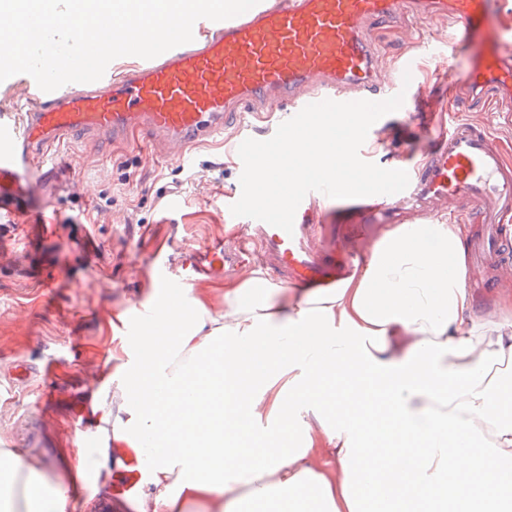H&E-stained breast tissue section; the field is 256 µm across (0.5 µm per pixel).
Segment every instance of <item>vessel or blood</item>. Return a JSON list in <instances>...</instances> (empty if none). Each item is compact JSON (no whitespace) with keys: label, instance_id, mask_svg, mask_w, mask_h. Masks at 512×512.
I'll use <instances>...</instances> for the list:
<instances>
[{"label":"vessel or blood","instance_id":"1","mask_svg":"<svg viewBox=\"0 0 512 512\" xmlns=\"http://www.w3.org/2000/svg\"><path fill=\"white\" fill-rule=\"evenodd\" d=\"M495 0H277L230 23H211L210 33L143 60L120 75L78 84L76 90L45 92L29 82L32 103L23 112L0 115V205L16 189L32 191L55 177L56 165L37 164L51 143L90 136L146 133L182 159L186 146L223 134L241 112L276 101L289 114L310 103L382 101L404 93L412 108L415 88L400 71L382 66L370 39L374 27L405 14L418 20L450 15L460 24L453 38L427 41L442 60L449 85H461L459 107H485L512 94V31L492 12ZM475 48L464 75L453 62L462 45ZM431 148L408 168V187L374 201L359 198L361 233L393 223L400 213L425 220L434 207L454 201L466 221L481 227L467 253L472 266L512 276V244L503 224L512 215V161L496 145L487 123L465 119L448 129L424 128ZM328 196L310 192L298 206L292 232L247 219L248 230L230 245L201 246L189 264L194 273L219 276L245 256L259 253L269 275L285 286L333 284L350 265L336 253L337 227L325 223Z\"/></svg>","mask_w":512,"mask_h":512}]
</instances>
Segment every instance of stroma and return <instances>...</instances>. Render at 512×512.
I'll list each match as a JSON object with an SVG mask.
<instances>
[{
	"mask_svg": "<svg viewBox=\"0 0 512 512\" xmlns=\"http://www.w3.org/2000/svg\"><path fill=\"white\" fill-rule=\"evenodd\" d=\"M456 28L449 16L420 25L408 15L375 31L387 68L417 60L423 95L413 118L392 112L370 131L363 160L386 169L416 165L430 148L421 128L455 120L457 99L418 40ZM279 112L247 113L180 161L144 136L134 144L108 137L59 144L55 161L67 168L65 180H48L24 212L0 213V448L41 460L53 476L92 455L87 406L116 370L113 346L140 333L139 307L157 301V260L180 259L239 224L230 211L241 196L238 142L252 134L270 139ZM116 311L125 315L117 328ZM19 360L36 373L12 386L6 376ZM121 484L117 474L108 482L89 475L75 512H94L103 498L112 499L113 512H135L136 495L121 492Z\"/></svg>",
	"mask_w": 512,
	"mask_h": 512,
	"instance_id": "35a3bbf8",
	"label": "stroma"
}]
</instances>
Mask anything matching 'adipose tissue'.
Here are the masks:
<instances>
[{"label": "adipose tissue", "mask_w": 512, "mask_h": 512, "mask_svg": "<svg viewBox=\"0 0 512 512\" xmlns=\"http://www.w3.org/2000/svg\"><path fill=\"white\" fill-rule=\"evenodd\" d=\"M467 225L392 224L300 294L253 268L203 288L115 358L98 448L42 493L0 448L22 512H68L151 434L137 512H512V290L473 313Z\"/></svg>", "instance_id": "1"}]
</instances>
